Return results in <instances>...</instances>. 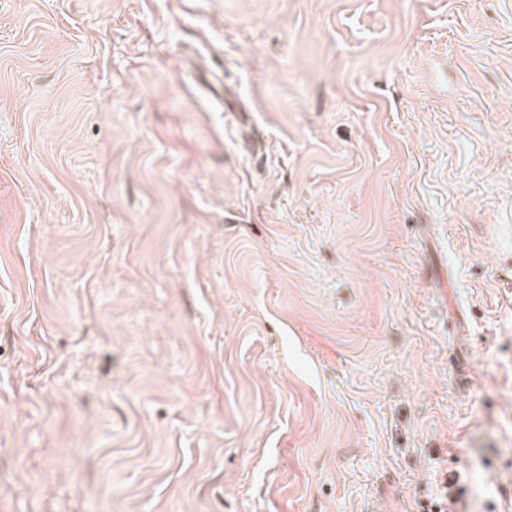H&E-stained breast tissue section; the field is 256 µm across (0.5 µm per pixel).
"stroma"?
<instances>
[{
  "label": "stroma",
  "instance_id": "35a3bbf8",
  "mask_svg": "<svg viewBox=\"0 0 512 512\" xmlns=\"http://www.w3.org/2000/svg\"><path fill=\"white\" fill-rule=\"evenodd\" d=\"M511 270L512 0H0V512H512Z\"/></svg>",
  "mask_w": 512,
  "mask_h": 512
}]
</instances>
